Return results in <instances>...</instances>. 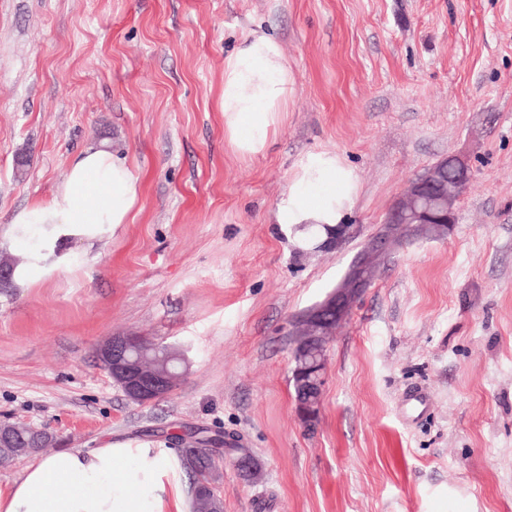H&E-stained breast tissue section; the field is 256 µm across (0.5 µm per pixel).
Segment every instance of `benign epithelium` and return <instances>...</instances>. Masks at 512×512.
I'll use <instances>...</instances> for the list:
<instances>
[{"instance_id": "1", "label": "benign epithelium", "mask_w": 512, "mask_h": 512, "mask_svg": "<svg viewBox=\"0 0 512 512\" xmlns=\"http://www.w3.org/2000/svg\"><path fill=\"white\" fill-rule=\"evenodd\" d=\"M471 179L467 161L451 154L407 185L387 214L384 229L367 242L336 287L293 318L292 330L303 337L309 353L322 354L323 344L348 317L362 292L371 286L381 259L390 254L397 239L417 234L447 236L448 228L457 221V203ZM140 345L135 336H113L98 347L96 358L130 401L146 405L173 391L175 374L167 369V362L182 355L167 348L148 364L135 354ZM292 379L299 389V418H313L320 410L318 396L324 386L323 370L317 363L295 367Z\"/></svg>"}]
</instances>
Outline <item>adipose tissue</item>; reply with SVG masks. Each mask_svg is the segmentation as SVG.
Wrapping results in <instances>:
<instances>
[{"instance_id": "1", "label": "adipose tissue", "mask_w": 512, "mask_h": 512, "mask_svg": "<svg viewBox=\"0 0 512 512\" xmlns=\"http://www.w3.org/2000/svg\"><path fill=\"white\" fill-rule=\"evenodd\" d=\"M294 93L288 61L279 41L251 32L224 57V89L219 106L224 133L241 155L265 151ZM358 191L353 170L335 153L302 158L291 186L276 205V220L301 246L321 227L336 226ZM139 179L117 151L90 145L65 171L52 199L18 209L0 249L29 245L16 268L19 287L36 286L44 273L66 267L67 245L87 246L117 233L139 204ZM171 459L157 448L106 443L83 451H58L30 461L19 480L0 487V512H190V498L168 482Z\"/></svg>"}]
</instances>
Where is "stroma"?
I'll return each mask as SVG.
<instances>
[{"label": "stroma", "mask_w": 512, "mask_h": 512, "mask_svg": "<svg viewBox=\"0 0 512 512\" xmlns=\"http://www.w3.org/2000/svg\"><path fill=\"white\" fill-rule=\"evenodd\" d=\"M254 30L280 41L294 96L244 157L219 100L224 56ZM100 143L140 177L135 219L0 290L1 421L62 450L233 436L264 477L223 462L224 512H512V0H0V232ZM321 151L359 190L342 240L300 251L276 204ZM451 154L473 169L456 224L380 269L328 345L306 427L293 317ZM119 333L187 348L167 397L132 403L98 365ZM412 389L430 396L414 420Z\"/></svg>", "instance_id": "obj_1"}]
</instances>
